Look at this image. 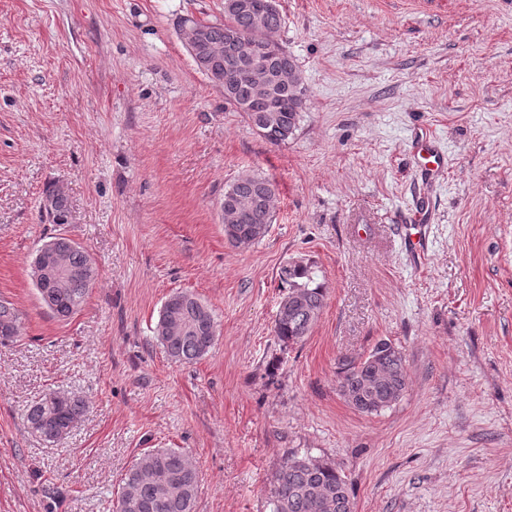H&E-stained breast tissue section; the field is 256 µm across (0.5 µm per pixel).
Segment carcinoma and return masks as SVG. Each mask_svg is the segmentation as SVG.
Listing matches in <instances>:
<instances>
[{
    "label": "carcinoma",
    "instance_id": "carcinoma-1",
    "mask_svg": "<svg viewBox=\"0 0 512 512\" xmlns=\"http://www.w3.org/2000/svg\"><path fill=\"white\" fill-rule=\"evenodd\" d=\"M183 23L200 27L208 42L224 44V32L229 26L244 32L253 31V14L224 11V20L201 23L186 18ZM285 23L279 8L267 13L266 31L269 39L261 40L257 53L275 68L291 55L275 39ZM278 112H248L247 118L270 144H284L298 129L305 101V88L277 89ZM271 179L260 174H248L234 180L225 190L224 198L233 197L240 205L249 206L260 194L272 202L276 191L270 189ZM43 199L47 205L40 213L52 224H65L70 212L68 198L49 185ZM273 221V209L267 207L266 217L250 224H226L224 234L237 247H249L267 234ZM60 252L70 275L47 283H35L40 300L60 321L69 319L83 302L96 277V266L86 251L71 239L59 235L48 241ZM281 287L288 289L278 311L281 318L274 322V336L285 346L302 342L318 320L324 308L326 288L319 281L317 266L312 261L280 269ZM22 328V313L12 304L0 301V345L16 340ZM155 335L167 357L175 363H190L207 354L216 337V319L211 308L190 292H176L164 302L155 327ZM382 356L387 371L385 382L401 393L405 392L407 376L405 358L390 341L378 340L369 356ZM365 361L342 359L337 363L338 391L355 410L373 414L382 411L366 402ZM86 411L85 401L69 392L49 390L31 405L27 422L40 432L47 425L53 429L71 431ZM286 458L274 474L273 512H317L312 493L340 494L342 505L330 512H353L349 487L336 467L310 460L307 466L290 464ZM124 487L115 504V512H195L199 476L192 460L174 448H153L145 452L125 473Z\"/></svg>",
    "mask_w": 512,
    "mask_h": 512
}]
</instances>
